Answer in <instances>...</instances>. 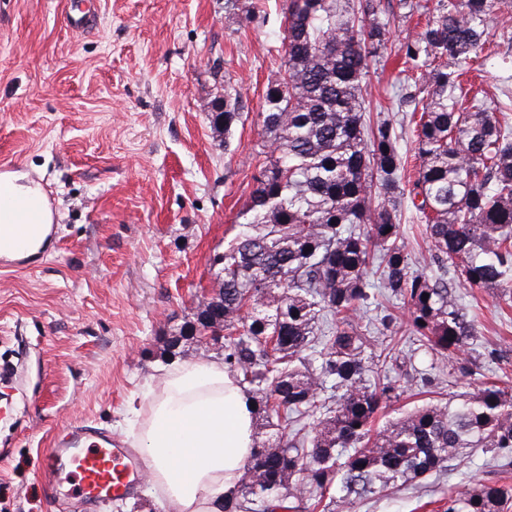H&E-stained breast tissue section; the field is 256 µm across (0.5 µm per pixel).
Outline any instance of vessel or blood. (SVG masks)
Returning a JSON list of instances; mask_svg holds the SVG:
<instances>
[{"label":"vessel or blood","mask_w":512,"mask_h":512,"mask_svg":"<svg viewBox=\"0 0 512 512\" xmlns=\"http://www.w3.org/2000/svg\"><path fill=\"white\" fill-rule=\"evenodd\" d=\"M32 231V224L25 221H0V253L23 248ZM69 438L67 446L42 459L41 467L51 477L65 476L73 494L94 501L123 496L138 485L143 462L125 442L80 427L72 428Z\"/></svg>","instance_id":"b4317fda"}]
</instances>
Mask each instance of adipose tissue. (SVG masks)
<instances>
[{"label":"adipose tissue","instance_id":"obj_1","mask_svg":"<svg viewBox=\"0 0 512 512\" xmlns=\"http://www.w3.org/2000/svg\"><path fill=\"white\" fill-rule=\"evenodd\" d=\"M15 199L17 219L40 210L53 215L41 187L20 176L0 175V187ZM152 419L139 428L146 478L164 496L171 512H220L234 491L254 447L253 399L223 361L174 364L148 388Z\"/></svg>","mask_w":512,"mask_h":512}]
</instances>
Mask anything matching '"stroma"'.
<instances>
[{
    "mask_svg": "<svg viewBox=\"0 0 512 512\" xmlns=\"http://www.w3.org/2000/svg\"><path fill=\"white\" fill-rule=\"evenodd\" d=\"M95 21L76 29L78 10ZM286 0H0V172L40 183L55 236L42 259L0 266V512H165L147 482L129 495L84 502L49 483L43 456L84 424L130 441L128 402L160 367L220 357L195 341L180 354L171 336L212 289L222 253L252 190L259 114L280 75ZM512 0H495L487 39L495 55L473 89L500 100L512 119ZM426 15L390 29L391 49L371 63L370 119L386 118L412 142L397 96L404 64L392 48ZM240 90L231 135L208 107L225 84ZM481 308L467 355L481 381L512 378V323L497 291L459 285ZM506 347L508 361L490 359ZM512 482L482 454L443 476L371 496L353 512H441L461 483Z\"/></svg>",
    "mask_w": 512,
    "mask_h": 512,
    "instance_id": "1",
    "label": "stroma"
}]
</instances>
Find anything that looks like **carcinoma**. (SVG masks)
I'll return each mask as SVG.
<instances>
[{
	"mask_svg": "<svg viewBox=\"0 0 512 512\" xmlns=\"http://www.w3.org/2000/svg\"><path fill=\"white\" fill-rule=\"evenodd\" d=\"M379 5L288 0L282 75L259 113L264 160L237 232L212 260L216 297L198 299L169 340L173 351L207 326L205 312L221 311L224 342L213 344L266 430L224 512H351L478 451L512 464L511 383L483 382L375 425L408 385L374 371L393 350L385 331L398 316L362 333L357 312L373 286L443 358L477 340L478 316L457 285L512 294V126L482 100L463 105L461 84L482 58L494 0H431L425 27L396 47L410 73L401 98L420 113L413 180L401 132L367 116L368 62L387 50L391 25ZM242 109L226 82L211 122L227 136ZM405 203L431 243L422 270L400 234ZM444 512H512V484H465Z\"/></svg>",
	"mask_w": 512,
	"mask_h": 512,
	"instance_id": "carcinoma-1",
	"label": "carcinoma"
}]
</instances>
